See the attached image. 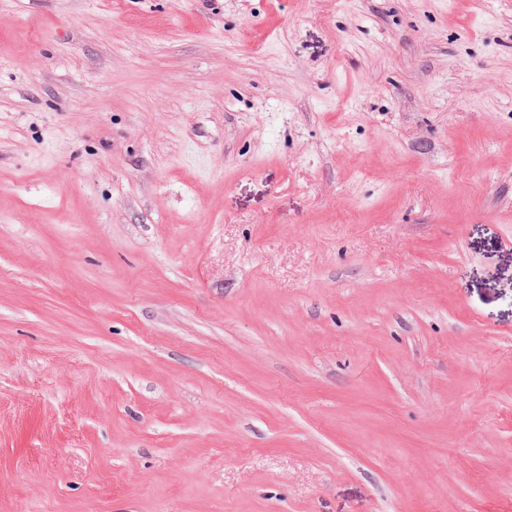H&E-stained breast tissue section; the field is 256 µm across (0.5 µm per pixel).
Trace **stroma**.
<instances>
[{
    "label": "stroma",
    "mask_w": 512,
    "mask_h": 512,
    "mask_svg": "<svg viewBox=\"0 0 512 512\" xmlns=\"http://www.w3.org/2000/svg\"><path fill=\"white\" fill-rule=\"evenodd\" d=\"M0 512H512V0H0Z\"/></svg>",
    "instance_id": "1"
}]
</instances>
